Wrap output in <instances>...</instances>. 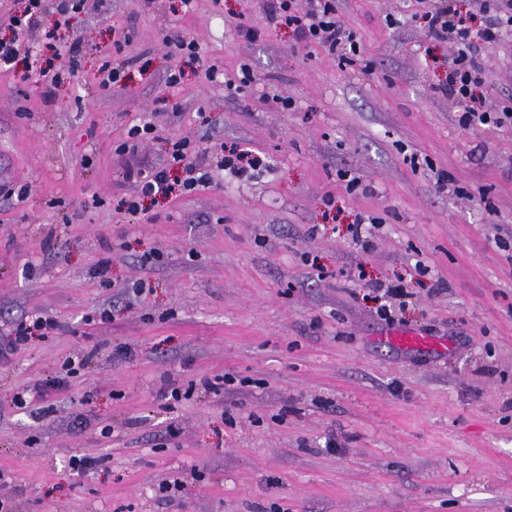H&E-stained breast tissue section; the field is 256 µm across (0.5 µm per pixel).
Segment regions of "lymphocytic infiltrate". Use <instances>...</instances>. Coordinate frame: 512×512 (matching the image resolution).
I'll return each instance as SVG.
<instances>
[{
  "instance_id": "obj_1",
  "label": "lymphocytic infiltrate",
  "mask_w": 512,
  "mask_h": 512,
  "mask_svg": "<svg viewBox=\"0 0 512 512\" xmlns=\"http://www.w3.org/2000/svg\"><path fill=\"white\" fill-rule=\"evenodd\" d=\"M26 5L18 14L9 18L13 36L0 41V66L10 65L17 57L37 59L33 46L24 39L25 34L39 30L47 11L60 16L86 7L99 8L100 0H25ZM483 23L480 28L469 25L458 11L454 0L426 11L427 29L437 41L448 39L461 44L462 49L454 57L448 70V82L443 92L461 108L460 122L463 127L488 126L496 129L512 127V107L491 109L475 90L483 83L482 65L476 56L467 53V46L482 42L493 47L500 37L512 31V0H487L480 6ZM267 23L290 29L297 42L318 45L330 53L347 60L357 53L358 44L352 32L347 30L336 15L335 0H266L264 9ZM217 158L224 168L237 175H247L262 163L252 152L216 143L206 148L198 147L189 138L173 142L167 167L142 171L129 170L128 176L138 186L132 198L120 200V207L130 213H138L144 198L184 196L208 186L210 175L206 169L208 158ZM180 169V176H171V169Z\"/></svg>"
}]
</instances>
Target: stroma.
<instances>
[{"label":"stroma","mask_w":512,"mask_h":512,"mask_svg":"<svg viewBox=\"0 0 512 512\" xmlns=\"http://www.w3.org/2000/svg\"><path fill=\"white\" fill-rule=\"evenodd\" d=\"M336 8L360 45L350 63L266 26L262 0H104L43 19V58L78 46L75 78L0 70V339L36 314L61 324L0 359L14 512H512V129L460 126L440 91L448 46L417 0ZM481 61L479 95L512 106V32ZM106 63L125 87H101ZM145 112L157 133L119 153ZM184 136L263 164L144 200L148 223L121 209L128 168ZM361 218L375 230L359 245ZM392 283L411 294L396 330L446 351L382 342L368 292ZM83 355L43 412L33 388ZM168 384L192 393L169 406ZM75 456L99 463L80 474ZM162 42L169 48H173L174 54L180 55L182 58L188 59V62L202 61V51L199 45L193 40L178 38L176 41L171 40V37L164 29L160 31Z\"/></svg>","instance_id":"35a3bbf8"}]
</instances>
